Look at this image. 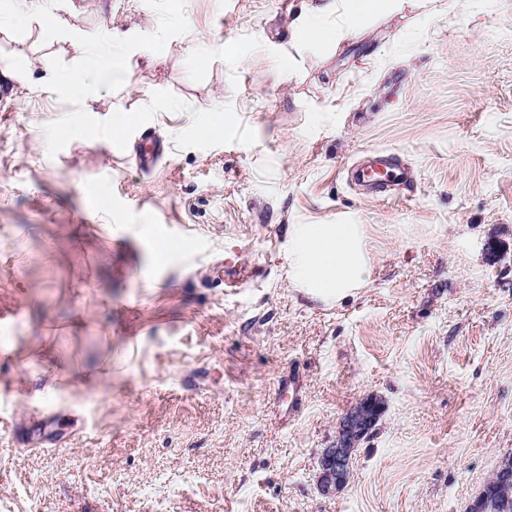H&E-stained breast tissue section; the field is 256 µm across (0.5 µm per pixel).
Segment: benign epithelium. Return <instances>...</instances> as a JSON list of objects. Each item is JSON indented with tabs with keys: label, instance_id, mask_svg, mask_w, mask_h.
Segmentation results:
<instances>
[{
	"label": "benign epithelium",
	"instance_id": "benign-epithelium-1",
	"mask_svg": "<svg viewBox=\"0 0 512 512\" xmlns=\"http://www.w3.org/2000/svg\"><path fill=\"white\" fill-rule=\"evenodd\" d=\"M382 411V403L377 398L366 397L345 413L336 442L324 449L318 460L316 484L322 495H333L347 483L351 473L352 450L355 444L371 433ZM470 507L477 512H491L494 509L488 486L482 487Z\"/></svg>",
	"mask_w": 512,
	"mask_h": 512
}]
</instances>
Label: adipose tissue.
<instances>
[{
  "label": "adipose tissue",
  "instance_id": "1",
  "mask_svg": "<svg viewBox=\"0 0 512 512\" xmlns=\"http://www.w3.org/2000/svg\"><path fill=\"white\" fill-rule=\"evenodd\" d=\"M412 0H325L300 19L306 41L337 44L360 28L371 16L383 11H399ZM339 13L340 20L327 23L326 14ZM302 279L325 294L340 293L344 286L358 281L362 262L350 225H307L297 237L296 258L292 267Z\"/></svg>",
  "mask_w": 512,
  "mask_h": 512
}]
</instances>
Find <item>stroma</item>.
I'll list each match as a JSON object with an SVG mask.
<instances>
[{
	"mask_svg": "<svg viewBox=\"0 0 512 512\" xmlns=\"http://www.w3.org/2000/svg\"><path fill=\"white\" fill-rule=\"evenodd\" d=\"M316 2L188 0V33L92 95L98 120L168 90L256 134L205 150L160 112L126 149L47 153L72 110L51 58L155 32L144 0L0 30V512H464L512 452V0L382 13L328 48L297 29ZM370 150L410 193L359 195L344 170ZM309 224L352 227L365 275L341 297L290 276ZM369 395L384 411L322 496ZM382 411V403L377 398L366 397L345 413L336 442L325 448L318 460L316 484L322 495H333L347 483L351 473L352 450L355 444L371 433Z\"/></svg>",
	"mask_w": 512,
	"mask_h": 512,
	"instance_id": "obj_1",
	"label": "stroma"
}]
</instances>
